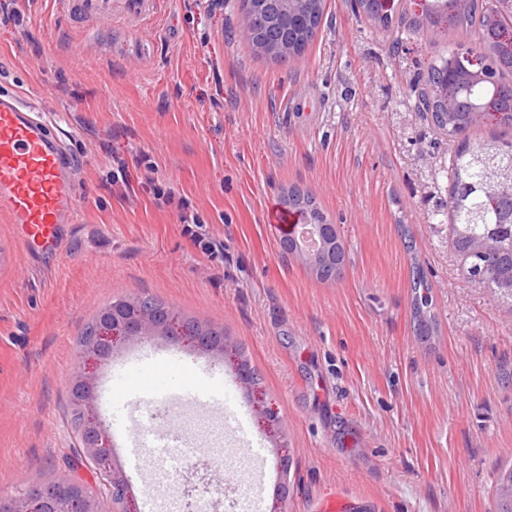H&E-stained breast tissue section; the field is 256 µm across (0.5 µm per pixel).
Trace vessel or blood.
<instances>
[{
	"instance_id": "obj_1",
	"label": "vessel or blood",
	"mask_w": 512,
	"mask_h": 512,
	"mask_svg": "<svg viewBox=\"0 0 512 512\" xmlns=\"http://www.w3.org/2000/svg\"><path fill=\"white\" fill-rule=\"evenodd\" d=\"M60 5L70 20L87 27L112 17L139 25L157 10V0H60ZM81 170L65 134L38 107L0 90V215L14 225L23 251L53 247L61 225L78 222L76 185ZM228 388L220 369L173 347L146 348L114 363L103 379L101 395L106 422L126 453L132 476L147 471L160 475L163 460L149 468L144 455L177 436L170 427L144 428V410L188 402L220 411Z\"/></svg>"
}]
</instances>
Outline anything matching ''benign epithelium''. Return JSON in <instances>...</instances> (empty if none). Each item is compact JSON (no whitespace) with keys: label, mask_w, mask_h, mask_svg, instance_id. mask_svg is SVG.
<instances>
[{"label":"benign epithelium","mask_w":512,"mask_h":512,"mask_svg":"<svg viewBox=\"0 0 512 512\" xmlns=\"http://www.w3.org/2000/svg\"><path fill=\"white\" fill-rule=\"evenodd\" d=\"M316 4L322 6L324 0H257V11L242 14L241 23L246 28L251 27L258 11L264 8L285 14L288 18V43L278 39L272 50L279 53L281 62L303 65L306 62L304 51H296L294 47L317 37L321 21L316 19ZM491 4L493 7L486 15V25L480 40L473 45L460 44L456 47L446 65L442 94L435 101L427 99L429 107L439 104L446 112H471L484 122L512 112V83L499 82L491 75V65L502 61L512 63V23L506 26L500 22L501 16H512V0H491ZM471 5L472 0H421L419 26L423 29L428 27L429 20L436 17L444 19V25L449 26L463 17ZM155 339L170 344L188 342L205 352L220 355L228 351L227 344H215L206 336H175L168 332L158 314L136 307L128 318L118 324L110 319L105 320L99 335L94 337L98 345L96 354L80 356L73 376V388L81 396L80 404L87 406L92 399L98 361L101 358L121 345ZM237 377L242 387L247 389L258 418L269 431H274L276 415L264 405L248 372L239 368ZM84 454L96 462L99 471L109 476L107 489L112 495L114 512H135L129 498L127 479L121 469L110 464L111 442L94 415L86 425Z\"/></svg>","instance_id":"1"}]
</instances>
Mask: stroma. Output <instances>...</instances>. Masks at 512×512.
Here are the masks:
<instances>
[{"instance_id": "stroma-1", "label": "stroma", "mask_w": 512, "mask_h": 512, "mask_svg": "<svg viewBox=\"0 0 512 512\" xmlns=\"http://www.w3.org/2000/svg\"><path fill=\"white\" fill-rule=\"evenodd\" d=\"M238 5L161 0L152 24L88 31L59 0H16L21 24L0 25V87L60 123L84 166L80 222L55 252L23 253L0 217V497L65 476L78 334L104 304L149 295L223 326L257 370L293 460L288 512H490L512 463V311L428 220L455 145L411 91L458 38L399 40L355 0H327L296 67L253 52ZM294 186L338 228V280L281 248L269 211ZM180 198L220 255L185 233ZM404 224L432 286L429 339L414 330ZM233 391L220 417L156 411L218 429L233 452L234 414L253 407ZM275 456L266 440L263 459L225 471L220 512H239L247 487L269 512Z\"/></svg>"}]
</instances>
